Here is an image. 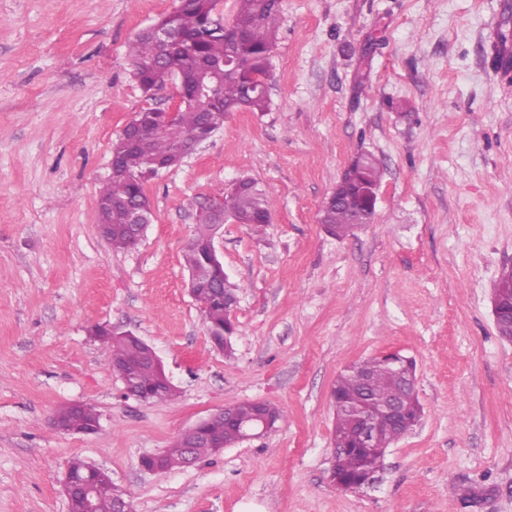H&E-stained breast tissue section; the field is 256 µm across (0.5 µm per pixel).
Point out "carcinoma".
Instances as JSON below:
<instances>
[{
    "mask_svg": "<svg viewBox=\"0 0 512 512\" xmlns=\"http://www.w3.org/2000/svg\"><path fill=\"white\" fill-rule=\"evenodd\" d=\"M236 8L229 25L240 30L235 39L224 37L223 29L215 28L216 11L220 0H179L178 7L161 16L154 26L170 31L178 42L161 48L146 30H140L128 45L131 73L146 93L169 76L183 75L192 80L203 65H212L214 70L205 78L209 93L196 102L180 108L179 120L174 124L158 123L156 108L142 111V131L138 141L128 146L122 138L112 145V174L100 189L98 202H110L109 210H97V224L112 225V234L107 242L114 251H125L136 246L134 238L126 230L128 215L126 204L139 202L150 204L146 184L154 177L153 162L169 158L175 148L190 137H202L215 132L224 125V119L232 112H266L271 100L268 81L271 77V52L282 14V0H235ZM382 160L372 153H361L349 164L346 172L364 180L371 187H379L382 177ZM244 188L219 191L217 197L224 202V213L250 222L268 224L271 221L274 203L272 198L250 177L238 179ZM364 216L368 221L374 215L364 211L360 187L350 183L340 197L323 202L321 219L325 231L336 238L345 237L351 229L353 219ZM184 259L193 271L208 269L209 257L196 242L188 243ZM224 292L214 289L204 292L202 297L206 331L217 338L230 337L234 326L224 310V299L236 296L237 284L229 278L220 283ZM106 346L107 363L118 375L130 374L134 390L150 392L160 384V371L145 359L142 342L126 334L102 336ZM365 370L370 374L369 396L384 401L394 394L402 396L410 411V420H418L422 406L418 396L400 386V377L388 364L377 358L366 359L354 368L341 373L332 387L331 398L336 415L333 440L348 436L353 429L356 409L353 404L359 395L363 381L355 371ZM235 421L219 426V439L223 447L242 440L240 425L251 423L254 404L242 402L232 405ZM65 420L72 433L96 432L100 416L91 406L73 409L66 405L56 411ZM405 435L400 428L380 431L377 451L353 450L338 458L335 486L347 492L366 473L382 467L384 453L380 449L389 447ZM158 465L163 471L185 467L180 449L170 447L158 459L151 456L141 458V465ZM115 485L112 480L99 479L94 483V512H113Z\"/></svg>",
    "mask_w": 512,
    "mask_h": 512,
    "instance_id": "carcinoma-1",
    "label": "carcinoma"
}]
</instances>
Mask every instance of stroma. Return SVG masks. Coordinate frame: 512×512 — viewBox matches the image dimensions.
Listing matches in <instances>:
<instances>
[{
	"mask_svg": "<svg viewBox=\"0 0 512 512\" xmlns=\"http://www.w3.org/2000/svg\"><path fill=\"white\" fill-rule=\"evenodd\" d=\"M179 0H0V512H67L71 458L104 468L134 512H512V341L492 289L512 265V0H284L266 112H234L150 180L139 244L96 226L112 143L167 108L133 79L127 47ZM384 161L373 223L338 240L317 221L350 160ZM242 176L270 224L225 223L238 285L234 354L213 348L185 248L199 204ZM153 347L178 395L124 397L89 329ZM396 351L414 360L419 426L374 482L336 490L331 388ZM285 418L195 465L143 455L225 406ZM73 402L97 433L56 431Z\"/></svg>",
	"mask_w": 512,
	"mask_h": 512,
	"instance_id": "obj_1",
	"label": "stroma"
}]
</instances>
